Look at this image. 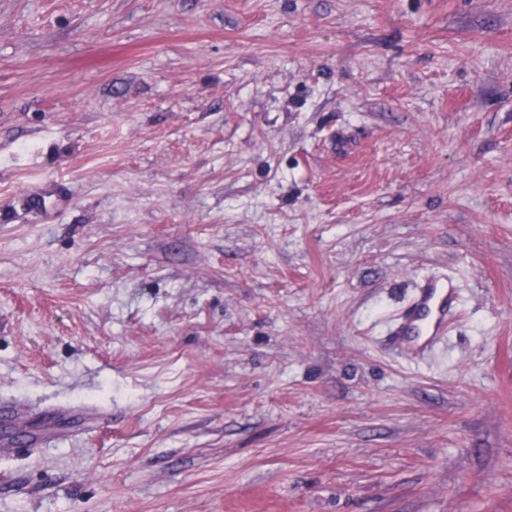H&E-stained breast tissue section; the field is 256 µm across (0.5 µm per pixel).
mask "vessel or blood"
I'll return each instance as SVG.
<instances>
[{
	"label": "vessel or blood",
	"mask_w": 512,
	"mask_h": 512,
	"mask_svg": "<svg viewBox=\"0 0 512 512\" xmlns=\"http://www.w3.org/2000/svg\"><path fill=\"white\" fill-rule=\"evenodd\" d=\"M459 311V298L447 278H425L401 313L392 331L393 340L411 353H424L447 335Z\"/></svg>",
	"instance_id": "b4317fda"
}]
</instances>
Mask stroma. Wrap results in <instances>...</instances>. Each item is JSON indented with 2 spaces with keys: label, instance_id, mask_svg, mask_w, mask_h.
<instances>
[{
  "label": "stroma",
  "instance_id": "obj_1",
  "mask_svg": "<svg viewBox=\"0 0 512 512\" xmlns=\"http://www.w3.org/2000/svg\"><path fill=\"white\" fill-rule=\"evenodd\" d=\"M2 409L0 512H512V0H0ZM460 311L459 298L445 277H427L419 282L410 304L391 333L397 346L422 354L447 335Z\"/></svg>",
  "mask_w": 512,
  "mask_h": 512
}]
</instances>
